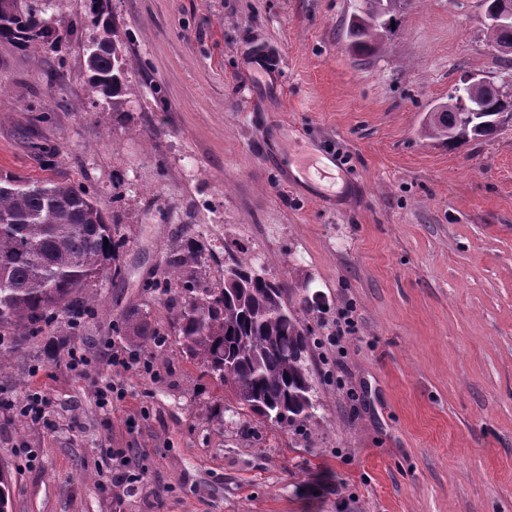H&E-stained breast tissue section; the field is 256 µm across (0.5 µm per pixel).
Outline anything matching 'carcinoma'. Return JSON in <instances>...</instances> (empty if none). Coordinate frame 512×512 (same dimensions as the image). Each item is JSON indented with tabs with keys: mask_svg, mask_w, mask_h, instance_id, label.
I'll list each match as a JSON object with an SVG mask.
<instances>
[{
	"mask_svg": "<svg viewBox=\"0 0 512 512\" xmlns=\"http://www.w3.org/2000/svg\"><path fill=\"white\" fill-rule=\"evenodd\" d=\"M108 3L90 0L89 21L103 52L87 68V85L118 120L124 115L127 67ZM396 4L361 0L346 28L352 52L369 56L381 51L382 24ZM0 39L30 48L57 43L58 32L44 11L30 7L23 12L16 0H0ZM448 99L512 115V94L491 84L455 87ZM487 120L458 106L439 118L429 114L419 133L428 140L463 144L493 134L496 128L478 126ZM118 234L119 225L109 222L85 187L54 177L0 174V331L12 334L10 345L0 351V369L11 353L56 322L57 353L70 349V336L97 304V282L121 278ZM205 251L195 238L180 242L164 279L148 284L181 294L171 334L185 358L215 389L230 393L244 414L280 428L306 429L317 411L313 330L306 315L327 306L325 297L292 300L288 284L267 277L245 251L227 253L219 285L205 284L197 273ZM116 330L142 346L161 335L137 310L128 312Z\"/></svg>",
	"mask_w": 512,
	"mask_h": 512,
	"instance_id": "1",
	"label": "carcinoma"
}]
</instances>
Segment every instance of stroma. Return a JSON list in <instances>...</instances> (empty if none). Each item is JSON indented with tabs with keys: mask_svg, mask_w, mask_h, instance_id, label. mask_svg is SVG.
Masks as SVG:
<instances>
[{
	"mask_svg": "<svg viewBox=\"0 0 512 512\" xmlns=\"http://www.w3.org/2000/svg\"><path fill=\"white\" fill-rule=\"evenodd\" d=\"M126 113L92 98L89 0H52L57 47L0 39V173L94 191L120 224L124 278L103 280L70 367L47 333L0 370L45 420L0 412L9 512H512V122L455 147L419 128L477 76L512 88L482 0H405L381 52L354 56L355 0H110ZM279 87L253 84L255 54ZM208 228L202 276L247 250L310 314L320 408L304 432L241 414L175 339L133 347L136 309L169 330L162 278L181 236ZM357 322L322 345L339 309ZM155 375L115 372L113 350ZM116 382L123 398L100 407ZM35 460H28L27 451ZM138 464L135 491L113 473Z\"/></svg>",
	"mask_w": 512,
	"mask_h": 512,
	"instance_id": "35a3bbf8",
	"label": "stroma"
}]
</instances>
